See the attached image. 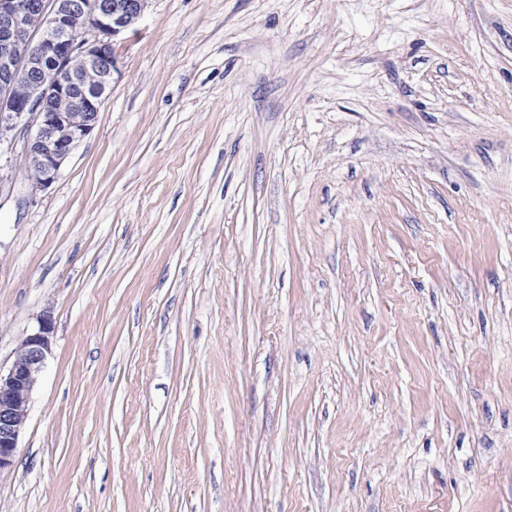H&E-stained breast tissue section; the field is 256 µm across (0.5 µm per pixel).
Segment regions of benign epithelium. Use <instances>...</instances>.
Returning a JSON list of instances; mask_svg holds the SVG:
<instances>
[{
	"label": "benign epithelium",
	"instance_id": "1",
	"mask_svg": "<svg viewBox=\"0 0 512 512\" xmlns=\"http://www.w3.org/2000/svg\"><path fill=\"white\" fill-rule=\"evenodd\" d=\"M151 0H0V188L21 170L33 191L50 188L95 127L120 73L114 38L132 31ZM97 74L80 82L73 62ZM54 321L38 326L0 369V470L12 465L32 392L51 352Z\"/></svg>",
	"mask_w": 512,
	"mask_h": 512
}]
</instances>
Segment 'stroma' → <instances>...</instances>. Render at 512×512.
Returning a JSON list of instances; mask_svg holds the SVG:
<instances>
[{"label": "stroma", "mask_w": 512, "mask_h": 512, "mask_svg": "<svg viewBox=\"0 0 512 512\" xmlns=\"http://www.w3.org/2000/svg\"><path fill=\"white\" fill-rule=\"evenodd\" d=\"M0 189V512H512V0H152ZM53 333L51 311L45 310L36 330L19 344L7 370L3 371L0 366V471L14 461L32 392L51 352Z\"/></svg>", "instance_id": "obj_1"}]
</instances>
